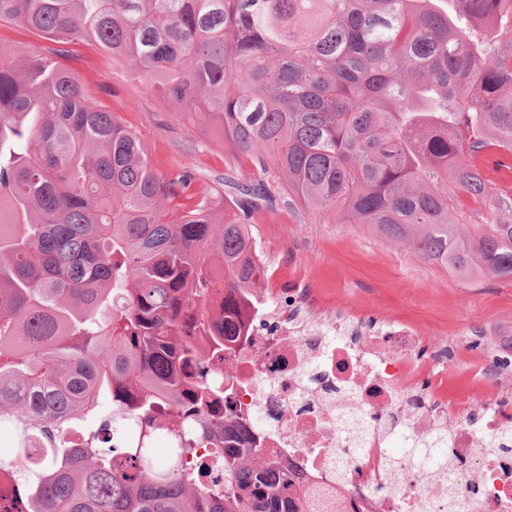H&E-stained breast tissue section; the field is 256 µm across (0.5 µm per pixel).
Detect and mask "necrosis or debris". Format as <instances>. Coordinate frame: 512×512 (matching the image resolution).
<instances>
[{"mask_svg":"<svg viewBox=\"0 0 512 512\" xmlns=\"http://www.w3.org/2000/svg\"><path fill=\"white\" fill-rule=\"evenodd\" d=\"M266 302L268 331L244 339L226 372L298 493L328 491L337 512H512V401L496 395L497 361L479 366L471 399H442L448 363L425 364L411 331L323 321L301 288L273 289ZM436 438L445 463L434 471L393 448Z\"/></svg>","mask_w":512,"mask_h":512,"instance_id":"1","label":"necrosis or debris"}]
</instances>
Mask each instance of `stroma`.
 <instances>
[{"mask_svg":"<svg viewBox=\"0 0 512 512\" xmlns=\"http://www.w3.org/2000/svg\"><path fill=\"white\" fill-rule=\"evenodd\" d=\"M86 93L115 113L143 144L154 172L168 178L186 170L199 185L214 187L225 174L245 178L253 168L214 129H197L110 55L73 46L60 57ZM253 232L275 277L310 288L322 315L343 310L356 321L395 323L421 336L427 355L458 364L439 389L457 398L479 386V343L459 344L477 327L512 334V281H467L424 262L361 224H340L280 202L254 215Z\"/></svg>","mask_w":512,"mask_h":512,"instance_id":"35a3bbf8","label":"stroma"}]
</instances>
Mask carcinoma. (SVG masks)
<instances>
[{"label":"carcinoma","mask_w":512,"mask_h":512,"mask_svg":"<svg viewBox=\"0 0 512 512\" xmlns=\"http://www.w3.org/2000/svg\"><path fill=\"white\" fill-rule=\"evenodd\" d=\"M2 20L128 64L255 172L218 209L73 72L0 46V512H311L224 375L267 279L251 219L285 193L512 281V188L475 164L512 172V0H0Z\"/></svg>","instance_id":"obj_1"}]
</instances>
